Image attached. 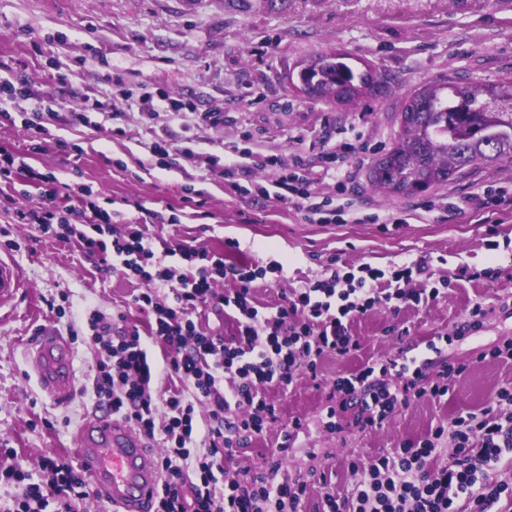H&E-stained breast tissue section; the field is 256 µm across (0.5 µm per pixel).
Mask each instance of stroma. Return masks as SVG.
Segmentation results:
<instances>
[{
    "label": "stroma",
    "instance_id": "obj_1",
    "mask_svg": "<svg viewBox=\"0 0 512 512\" xmlns=\"http://www.w3.org/2000/svg\"><path fill=\"white\" fill-rule=\"evenodd\" d=\"M337 50L349 53L354 67L366 62L384 74L390 94L340 106L296 90L290 76L302 61ZM506 76L512 77V0H0V83L25 79L42 98L36 108L0 93V144L73 191L89 189L114 223L136 218L143 207L165 216L154 230L172 244L220 252L233 240L239 244L233 262L281 263L283 278L255 292L257 303L267 307L317 279L336 256L350 266L382 270L427 256L435 279L448 280L445 295L429 306L378 309L355 321L361 349L324 358L319 383L301 374L287 392L271 394L281 422L298 417L305 423L285 468L301 475L324 469L328 483L343 494L352 488L351 459L421 437L458 413L483 408L498 390H512V362L488 356L492 347L512 340V196L492 209L479 203L484 186H512V161L412 197L385 196L369 178L398 134L395 114L410 91L439 77L492 82ZM72 86L95 95L104 111L90 113L85 123L73 121L59 108ZM157 91L192 103L193 112L175 119L132 107L116 119L107 110L113 98ZM212 113L221 114L222 123L209 124ZM32 119L47 134L34 138ZM116 126L121 135H113ZM352 127L369 146L350 160L352 195L381 213H409L400 229L309 224L276 200L257 205L234 194L223 175L192 160L160 168L146 148L154 140L176 145L192 135L203 151L220 155L247 133L261 149H294L314 165L324 145ZM39 201L38 189H25L22 178L0 183V258L13 261L27 284L0 308V448L15 449L35 480L42 455L79 463L78 428L99 409L96 358L81 339L86 327L80 314L96 307L124 315L139 329L148 325L132 302L138 280L85 255L77 240L13 223L14 207ZM493 239L499 250H489ZM495 255L501 266L496 282L461 277V268L482 270ZM477 306L485 312L482 330L455 337L456 326ZM45 324L63 337L79 334L72 343L76 394L65 407L41 390L26 352ZM396 325L409 328L413 345L452 335L448 358L466 364V372L447 397L414 402L381 430L326 432L321 417L330 385L394 354ZM279 433L275 424L232 448L226 468L264 470Z\"/></svg>",
    "mask_w": 512,
    "mask_h": 512
}]
</instances>
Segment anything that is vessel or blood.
<instances>
[{"label": "vessel or blood", "mask_w": 512, "mask_h": 512, "mask_svg": "<svg viewBox=\"0 0 512 512\" xmlns=\"http://www.w3.org/2000/svg\"><path fill=\"white\" fill-rule=\"evenodd\" d=\"M20 271L0 259V305L22 293ZM38 384L55 404L69 403L74 382L73 350L68 340L44 328L29 350ZM82 465L114 512H149L162 474L157 451L129 424L110 418H91L79 430Z\"/></svg>", "instance_id": "obj_1"}]
</instances>
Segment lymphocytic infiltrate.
Listing matches in <instances>:
<instances>
[{
	"mask_svg": "<svg viewBox=\"0 0 512 512\" xmlns=\"http://www.w3.org/2000/svg\"><path fill=\"white\" fill-rule=\"evenodd\" d=\"M355 149L352 140L327 146L317 176L299 153L265 154L248 141L225 147L223 157L206 155L205 162L208 170L220 166L234 175L231 188L236 194L274 193L279 203L302 213L309 223L384 222L400 228L405 217L364 213L349 201L353 173L344 162ZM265 169L277 173L272 188L253 191L243 185V178ZM21 175L46 186L48 202L39 209H15L16 223L35 225L48 237L76 238L91 256L113 254L127 275L146 285L133 301L153 316L147 332L124 325L122 316L109 319L96 310L86 321L98 351L94 391L101 408L163 445L158 459L163 483L154 512H302L311 485L288 476L281 462L304 427L301 419L286 426L281 457L263 472L241 469L217 483L225 451L236 443L248 444L277 421L278 408L268 399V388H288L299 369L316 374L323 356H344L358 348L351 331L355 320L379 306L396 312L437 299L439 288L427 285L429 259L404 262L387 274L368 264L351 272L333 258L320 279L284 297L275 310L263 312L256 306L255 289L267 275L282 274L281 264L234 265L220 253L155 244L148 223L162 221V214L149 211L117 228L95 202L84 198L72 204L70 194L59 192L53 173L35 171L0 147V178ZM320 177L334 180L335 198L320 196L315 187ZM176 255L187 262L188 271L171 264ZM227 278L235 281V290L217 293V282ZM206 304L232 311L238 325L232 341L197 328L193 315ZM448 341V336H437L426 342L420 357L401 352L338 377L327 397L324 426L337 432L352 423L373 430L411 400L446 396L465 371L464 365L445 357ZM155 346L163 353L162 361L151 355ZM200 406L208 409L203 421L196 414ZM446 441L453 448L452 461L441 466L437 459ZM199 442L209 452L195 459L191 450ZM507 450L512 451V391L504 389L485 407L459 414L423 437L350 462L353 493L324 489L322 512H512V477L499 466ZM2 456L10 464L0 474L25 484L12 512H43L51 497L57 512H74V503L89 495L86 476L65 457H42L41 482L28 484L14 450L0 448Z\"/></svg>",
	"mask_w": 512,
	"mask_h": 512,
	"instance_id": "f902f5d3",
	"label": "lymphocytic infiltrate"
}]
</instances>
